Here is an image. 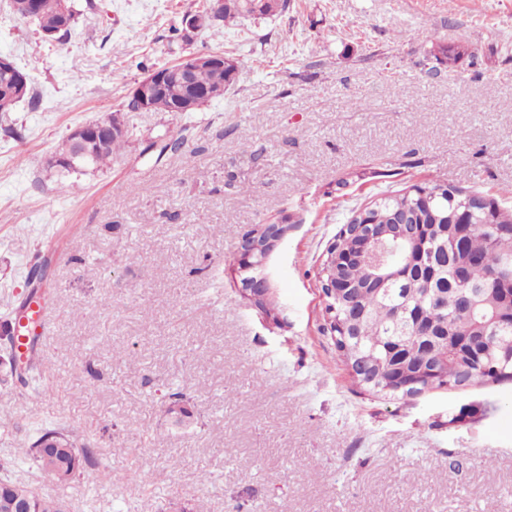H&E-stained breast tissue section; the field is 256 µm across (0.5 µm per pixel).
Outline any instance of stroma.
Returning <instances> with one entry per match:
<instances>
[{"label": "stroma", "mask_w": 512, "mask_h": 512, "mask_svg": "<svg viewBox=\"0 0 512 512\" xmlns=\"http://www.w3.org/2000/svg\"><path fill=\"white\" fill-rule=\"evenodd\" d=\"M71 2L49 41L0 0V55L31 81L0 115V328L32 290L54 297L33 401L0 384V479L70 512H512V381L370 396L336 357L319 279L378 193L512 186V0H288L189 39L210 0ZM198 52L237 63L223 97L127 111L136 82ZM115 112L131 137L110 165H49ZM281 220L270 318L226 259ZM179 391L198 425L168 422ZM45 426L93 444L62 492L24 455Z\"/></svg>", "instance_id": "stroma-1"}]
</instances>
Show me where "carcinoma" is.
<instances>
[{
	"instance_id": "1",
	"label": "carcinoma",
	"mask_w": 512,
	"mask_h": 512,
	"mask_svg": "<svg viewBox=\"0 0 512 512\" xmlns=\"http://www.w3.org/2000/svg\"><path fill=\"white\" fill-rule=\"evenodd\" d=\"M60 0H38L34 18L40 29L52 31L57 28L60 18ZM287 0H226L221 12L207 22L206 28H214L222 22L236 18H261L282 12ZM199 86L217 89L223 76L218 72L200 68L194 74ZM14 74L0 70V112L12 110L16 101L9 99L8 89L13 85ZM181 86L170 81L167 92L158 98L154 111L169 112L172 103L180 95ZM129 140V135L108 138L104 143L89 145L75 152L60 171L80 173L89 168L96 169L112 160ZM471 192L454 185L427 183L413 185L406 191L384 194L365 208L369 220L375 224H385L388 216L397 210H406L416 215V221L431 224L443 222L458 215L466 216L470 224L465 250L456 254L453 245H448V284L454 283L453 273L458 264H463L465 278L470 286L483 289L472 313L454 311L442 307L433 299L434 289L440 283L430 282L410 276L391 289V295L384 297L367 287L369 269L366 264L354 262L346 268L332 270L329 260H324L321 271L324 279L330 274L348 284L349 300L353 308L365 311L356 318L355 335L343 336L337 322L348 316L345 304L326 296L325 312L329 315V327L340 361L350 371L356 372L354 381L364 391L383 399H401L403 395L389 389L387 379L401 372L418 369L422 358L423 339L420 330L448 331V336L467 333L486 335L483 355L473 361L461 349L448 343L447 384H437L441 388H453L457 384L468 388L476 385L500 383L512 380V356L508 354L512 344V322L495 324L498 316V299L494 288L497 279L512 271V211L503 207L500 198L491 197L486 209L469 210ZM418 304L424 314L422 328H417L409 316H394V309L403 300ZM40 363L26 360L18 373L7 371L4 382H18L29 386V382L40 379ZM49 435H58L48 456H43L37 444ZM92 449L76 438L55 428H43L30 445V457L37 468L51 478L57 487L65 489L80 477L89 462ZM30 500L36 512H62L63 499L47 498L21 482H0V512H13L10 501Z\"/></svg>"
}]
</instances>
